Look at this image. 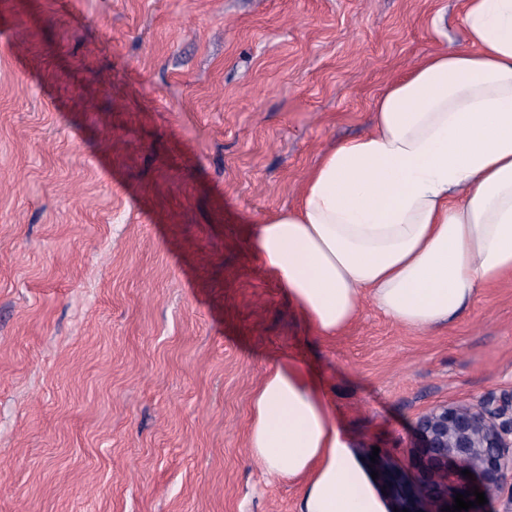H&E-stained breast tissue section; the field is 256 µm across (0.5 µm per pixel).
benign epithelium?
<instances>
[{
    "label": "benign epithelium",
    "instance_id": "7a95c632",
    "mask_svg": "<svg viewBox=\"0 0 512 512\" xmlns=\"http://www.w3.org/2000/svg\"><path fill=\"white\" fill-rule=\"evenodd\" d=\"M416 434L411 471L393 465L384 448L373 463L400 512H443L458 493L475 500V487L488 499L512 479V410L484 402L438 407L419 417Z\"/></svg>",
    "mask_w": 512,
    "mask_h": 512
}]
</instances>
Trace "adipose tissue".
<instances>
[{
  "instance_id": "1",
  "label": "adipose tissue",
  "mask_w": 512,
  "mask_h": 512,
  "mask_svg": "<svg viewBox=\"0 0 512 512\" xmlns=\"http://www.w3.org/2000/svg\"><path fill=\"white\" fill-rule=\"evenodd\" d=\"M467 47L422 57L374 103L369 133L326 152L294 210L249 246L318 337L369 298L402 327L449 323L512 273V0H464ZM247 448L299 512H388L322 378L288 353L251 399Z\"/></svg>"
}]
</instances>
